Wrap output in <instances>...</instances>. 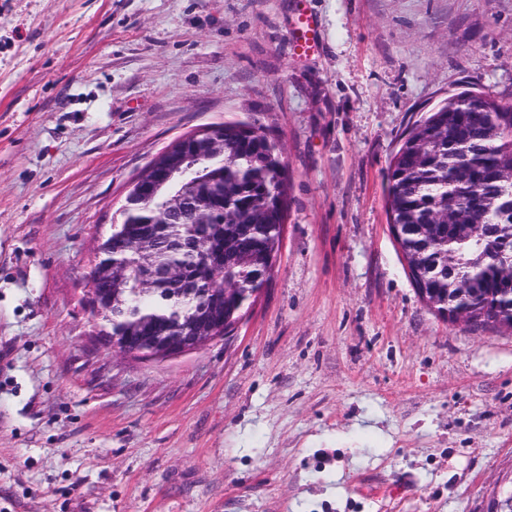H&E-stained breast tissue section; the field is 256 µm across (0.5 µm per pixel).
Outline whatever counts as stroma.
Here are the masks:
<instances>
[{"label":"stroma","instance_id":"1","mask_svg":"<svg viewBox=\"0 0 512 512\" xmlns=\"http://www.w3.org/2000/svg\"><path fill=\"white\" fill-rule=\"evenodd\" d=\"M0 0V512H486L512 488V331L450 323L386 215L402 135L512 106V0ZM270 130L282 247L229 339L106 345L89 273L180 137ZM290 41L293 49L301 53H307L319 45L313 13L306 7L299 11L297 25L290 32Z\"/></svg>","mask_w":512,"mask_h":512}]
</instances>
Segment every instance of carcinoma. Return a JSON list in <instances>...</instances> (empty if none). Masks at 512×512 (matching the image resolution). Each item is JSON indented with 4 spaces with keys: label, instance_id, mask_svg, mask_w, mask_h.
Returning <instances> with one entry per match:
<instances>
[{
    "label": "carcinoma",
    "instance_id": "cac0c4a2",
    "mask_svg": "<svg viewBox=\"0 0 512 512\" xmlns=\"http://www.w3.org/2000/svg\"><path fill=\"white\" fill-rule=\"evenodd\" d=\"M224 144L212 155L192 161L197 180L178 178L161 200L130 206L112 225L105 243L123 257L125 277L101 279L94 292L122 289L130 318L122 327L131 333L142 325L165 330L173 316L190 311L192 297L151 292L140 284L145 264L184 269L224 293V310L240 313L243 294L224 289L260 288L255 277L271 278L280 247L287 206L284 177L274 135L259 127L245 132L239 123L221 125ZM512 176V111L503 112L490 96L484 105L446 102L402 139L387 172L386 211L391 224H433L447 213L457 224H484V236H459L440 224L435 248L455 260L476 288L497 295L512 282V265L499 258L501 242L512 238V213L498 212L502 179ZM181 239L199 240L210 250L224 251V270L177 247ZM407 240L405 258L411 280L426 274L432 259L414 257Z\"/></svg>",
    "mask_w": 512,
    "mask_h": 512
}]
</instances>
